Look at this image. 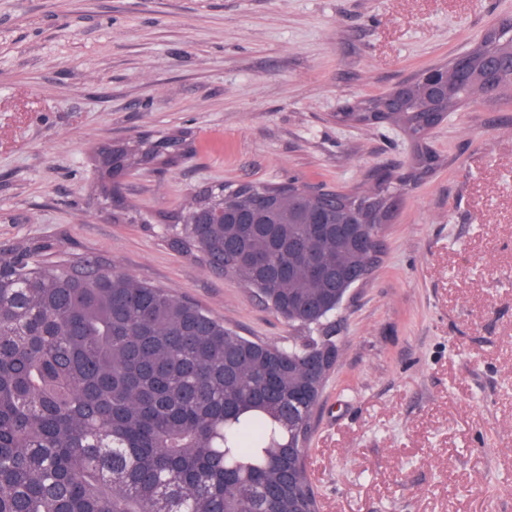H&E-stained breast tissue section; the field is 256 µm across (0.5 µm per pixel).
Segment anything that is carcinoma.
Wrapping results in <instances>:
<instances>
[{
  "label": "carcinoma",
  "mask_w": 512,
  "mask_h": 512,
  "mask_svg": "<svg viewBox=\"0 0 512 512\" xmlns=\"http://www.w3.org/2000/svg\"><path fill=\"white\" fill-rule=\"evenodd\" d=\"M448 98L419 83L396 112L369 99L342 122L381 120L416 143L431 120L484 95V59L512 58V27L470 51ZM182 135L104 144L95 162L173 166ZM405 177L312 196L288 183L199 190L168 244L258 291L295 335L250 339L190 299L43 240L0 249V512H318L301 463L339 350L336 303L378 267ZM118 222L149 223L123 204Z\"/></svg>",
  "instance_id": "carcinoma-1"
}]
</instances>
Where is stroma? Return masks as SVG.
Masks as SVG:
<instances>
[{
    "instance_id": "stroma-1",
    "label": "stroma",
    "mask_w": 512,
    "mask_h": 512,
    "mask_svg": "<svg viewBox=\"0 0 512 512\" xmlns=\"http://www.w3.org/2000/svg\"><path fill=\"white\" fill-rule=\"evenodd\" d=\"M512 0H0V246L50 240L189 298L242 335L290 329L172 249L161 216L205 185L365 192L407 176L381 264L336 316L307 469L320 512H512V94L420 147L337 121L478 45ZM187 135L129 177L148 218L101 212V143Z\"/></svg>"
}]
</instances>
